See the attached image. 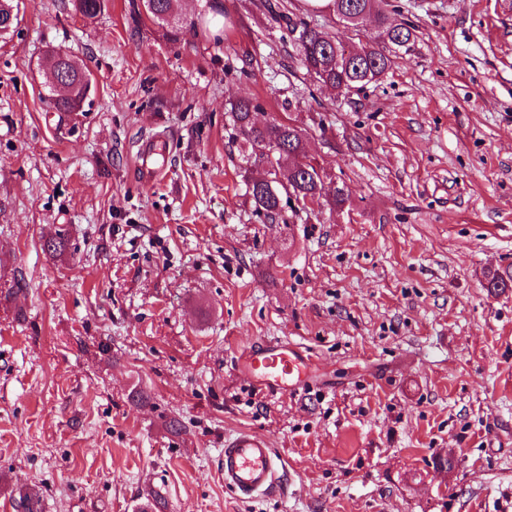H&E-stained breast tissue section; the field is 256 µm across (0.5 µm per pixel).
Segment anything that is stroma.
<instances>
[{
	"instance_id": "obj_1",
	"label": "stroma",
	"mask_w": 512,
	"mask_h": 512,
	"mask_svg": "<svg viewBox=\"0 0 512 512\" xmlns=\"http://www.w3.org/2000/svg\"><path fill=\"white\" fill-rule=\"evenodd\" d=\"M132 2L85 21L23 0L0 38V512L21 493L38 512H512V291L483 286L512 267V0H395L414 44L345 97L306 75L265 0H223L221 41L177 44ZM52 50L93 79L64 118ZM239 98L295 119L349 205L258 211L226 122ZM274 339L310 357L299 393L238 364ZM241 429L284 468L245 502L223 473Z\"/></svg>"
}]
</instances>
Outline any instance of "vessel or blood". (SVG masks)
Here are the masks:
<instances>
[{"mask_svg": "<svg viewBox=\"0 0 512 512\" xmlns=\"http://www.w3.org/2000/svg\"><path fill=\"white\" fill-rule=\"evenodd\" d=\"M242 370L256 382L284 393L302 389L310 376V362L301 348L268 341L243 351ZM281 463L268 440L251 430H240L224 442V485L243 499L275 491Z\"/></svg>", "mask_w": 512, "mask_h": 512, "instance_id": "obj_1", "label": "vessel or blood"}]
</instances>
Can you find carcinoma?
Here are the masks:
<instances>
[{
  "label": "carcinoma",
  "instance_id": "cac0c4a2",
  "mask_svg": "<svg viewBox=\"0 0 512 512\" xmlns=\"http://www.w3.org/2000/svg\"><path fill=\"white\" fill-rule=\"evenodd\" d=\"M175 2L177 0H155L154 8H144L145 19L153 24H164L160 15H176ZM388 6L389 0H326L325 4H313L311 8L315 12L332 14L346 24L352 23L356 17L362 21L372 15L383 28L387 42L407 50L415 41V29L406 23H390ZM74 7L84 18L94 19L106 9L107 0H74ZM267 10L273 21L285 22L289 38L299 48L306 73L339 94L364 87L362 79L367 75L378 81L390 67L391 56L385 46L367 43L360 47L358 54L349 56L344 44L335 36L312 27L303 19L283 14L275 3L267 4ZM19 12V0H0V38L9 35L6 28L18 26ZM197 26L196 21L179 17L175 25L168 28L166 36L176 42L186 32H197ZM47 68L51 72H62L68 78L66 97H57L53 87H48L52 109L67 115L78 111L85 101L86 89L92 83L90 73L66 51L50 52ZM256 109L252 101L241 99L230 103L228 110L232 138L242 139L254 157H262L266 151L279 147L273 153V159L267 161L270 179L250 183L255 206L273 221L280 215L281 202L285 198L321 200L328 197L336 206L346 204L348 197L343 189L327 192L323 176L313 166L298 161V158L306 157L301 131L285 121L274 120L258 125L253 120ZM486 288L491 293L512 288V271H494L487 278Z\"/></svg>",
  "mask_w": 512,
  "mask_h": 512
}]
</instances>
